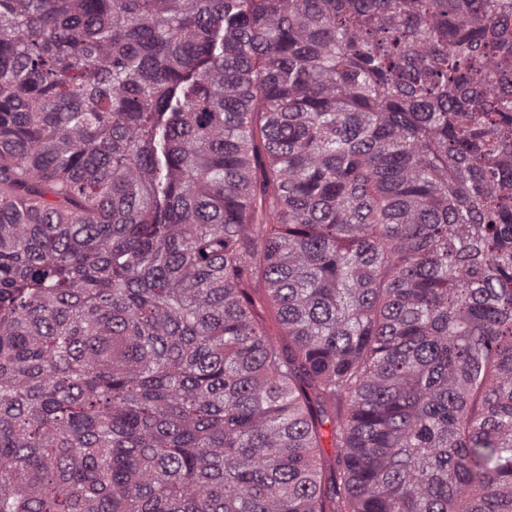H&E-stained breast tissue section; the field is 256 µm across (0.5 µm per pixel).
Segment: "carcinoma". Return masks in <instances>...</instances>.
Segmentation results:
<instances>
[{"label": "carcinoma", "mask_w": 512, "mask_h": 512, "mask_svg": "<svg viewBox=\"0 0 512 512\" xmlns=\"http://www.w3.org/2000/svg\"><path fill=\"white\" fill-rule=\"evenodd\" d=\"M0 512H512V0H0Z\"/></svg>", "instance_id": "carcinoma-1"}]
</instances>
